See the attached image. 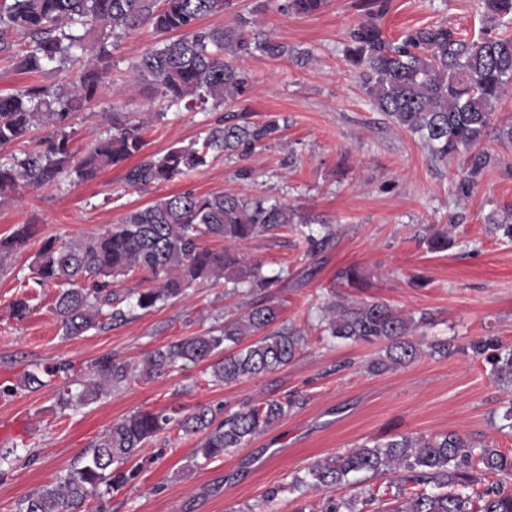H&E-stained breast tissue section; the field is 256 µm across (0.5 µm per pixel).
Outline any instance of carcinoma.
<instances>
[{
  "mask_svg": "<svg viewBox=\"0 0 512 512\" xmlns=\"http://www.w3.org/2000/svg\"><path fill=\"white\" fill-rule=\"evenodd\" d=\"M232 0H8L0 6V56L12 52L11 37L25 40L20 60L25 72L50 65L62 71L81 63L78 76L58 88L25 85L0 94V150L18 144L35 126L52 127L60 138L39 151L19 150L0 161V204L18 187L50 184L67 172L81 181L121 165L146 146L142 127L112 120V133L82 157L69 147L65 129L75 115L100 95L104 76L112 68L118 42L143 25L162 36L160 45L145 51L132 70L173 105L192 110L213 102L234 101L249 89L248 77L235 60L257 52L270 57L296 56L308 63L312 55L258 31L259 5L251 16L239 15L224 27H204L201 20L231 8ZM326 0H285L282 8L298 14L320 11ZM481 34L470 36L455 26L428 25L389 40L381 27L366 21L351 30L345 56L357 70L370 103L397 127L418 137L439 161L458 159L463 174L456 195L467 198L497 155L490 143L512 145V121L495 118V108L512 86V0H484ZM275 119L225 123L166 153L146 156L125 175L127 187L141 190L172 181L208 164L220 155L251 154L278 138ZM288 229L301 234L305 253L315 256L333 242L336 231L322 218L286 203L222 192L197 195L181 192L129 212L103 233L78 242L42 240L31 279L39 287L55 285V300L64 335L81 336L104 321H123L127 311L113 297L112 281L140 271L150 287L138 290L132 308L149 311L178 300L191 288L220 282L251 296L241 316L211 326L148 354L142 377L151 380L178 361L210 362L214 381L226 385L272 373L288 365L307 345L301 328L280 320V303L254 299L281 281L259 262H247L230 249L264 234ZM37 234L36 225L21 224L0 237V270L10 257ZM209 237L228 243L216 250L201 242ZM432 251L448 249V231L426 237ZM349 288L364 279L354 266L336 272ZM323 331L354 343H381L383 354L368 364L381 374L408 366L423 355L446 357V340H428L419 331L433 316L404 314L380 301L330 300L323 307ZM261 335L245 344L247 336ZM467 348L485 356L498 385L512 393V346L494 338L471 341ZM94 379L74 394L58 389L63 408L88 405L131 383L132 366L106 355L95 362ZM298 400L272 399L245 406L223 419L213 409L165 408L136 410L115 420L91 443L78 464L53 484L21 500L18 512H84L97 489L114 491L135 481L142 466H131L139 449L173 428L200 441L194 458L206 462L241 448L290 412ZM394 475L398 491L391 506H374L366 490L347 498L325 497L318 504L300 501L296 512H512V455L474 442L455 431L434 436L406 435L383 442L362 443L352 451L327 457L292 480L305 494L326 491L349 477ZM496 480L486 482V475Z\"/></svg>",
  "mask_w": 512,
  "mask_h": 512,
  "instance_id": "cac0c4a2",
  "label": "carcinoma"
}]
</instances>
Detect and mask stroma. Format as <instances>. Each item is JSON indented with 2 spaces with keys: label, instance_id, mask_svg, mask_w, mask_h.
<instances>
[{
  "label": "stroma",
  "instance_id": "35a3bbf8",
  "mask_svg": "<svg viewBox=\"0 0 512 512\" xmlns=\"http://www.w3.org/2000/svg\"><path fill=\"white\" fill-rule=\"evenodd\" d=\"M482 13L480 0H327L310 15L269 5L262 14L264 30L310 53L312 63L260 54L241 58L238 65L250 77L248 92L223 106L208 103L192 111L170 105L129 71L159 42L150 26L121 41L98 102L77 114L69 129L74 152H85L111 131L116 116L142 125L148 154L202 139L209 128L237 115L252 121L277 117L279 138L251 156L216 157L142 192L126 188L122 164L88 181L70 172L50 186L22 187L0 204L1 237L20 224L39 230L0 275V385L18 387L25 372L67 361L81 381L106 354L136 367L151 351L245 310V296L219 284L134 311L117 325L64 336L54 311L57 288H37L31 281L43 238L55 235L67 242L99 234L129 211L185 191L277 200L323 216L337 235L312 258L298 248L292 232L238 247L267 274L285 272L274 291L281 318L308 334L303 352L275 372L225 385L213 382L204 365L179 361L149 382H132L75 410L62 409L51 387L36 392L18 387L14 395L0 396V425L18 426L14 435L0 438V449L13 447L19 455L0 475V512H17L23 498L64 474L116 418L170 405L234 411L246 401L257 405L291 393L300 400L246 446L199 466L193 461L195 438L168 432L142 448L145 466L135 484L92 496L86 512H294L291 481L311 463L400 434L453 430L512 454V431L502 426L512 397L494 383L489 364L464 349L487 337L512 344V240L487 222L489 215L512 207V145L497 146L499 160L479 189L457 198L452 187L461 176L459 160L432 161L417 137L377 111L342 53L349 31L372 17L394 40L406 29L439 22L474 32ZM25 50L23 41H16L13 58L0 59V94L30 83L61 82L50 66L19 72L17 60ZM428 226L447 228L448 250L434 252L420 242ZM348 265L364 277L363 288L351 289V296L403 313H432L428 339L450 340L457 353L425 356L384 374L370 372L381 344L335 339L318 325L319 308L337 285L336 272ZM24 296L31 311L20 322L12 304ZM272 491L277 497L271 502Z\"/></svg>",
  "mask_w": 512,
  "mask_h": 512
}]
</instances>
